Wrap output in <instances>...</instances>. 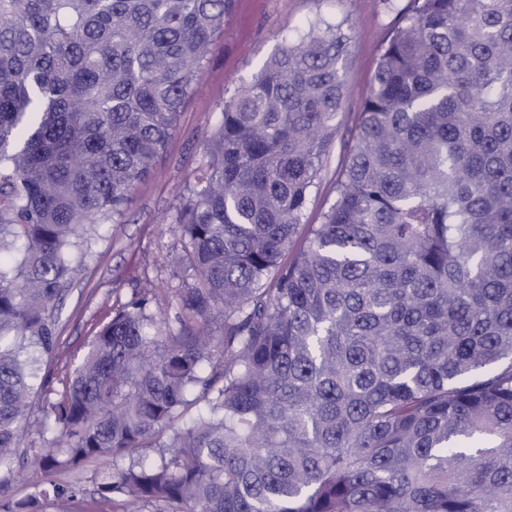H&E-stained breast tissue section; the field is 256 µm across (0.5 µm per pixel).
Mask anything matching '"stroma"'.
I'll use <instances>...</instances> for the list:
<instances>
[{
    "label": "stroma",
    "mask_w": 512,
    "mask_h": 512,
    "mask_svg": "<svg viewBox=\"0 0 512 512\" xmlns=\"http://www.w3.org/2000/svg\"><path fill=\"white\" fill-rule=\"evenodd\" d=\"M407 0H233L232 9L211 46L210 64L196 81L176 128L151 175L137 184L121 215L100 230L86 249L59 316L60 347L42 368L49 391L43 410L87 349L99 328L134 293L179 288L186 273L177 264L183 242L165 216L174 214L195 172L206 160L208 138L221 108L244 80L271 57L286 36H297L310 21L342 25L352 42L345 65L348 98L337 117L341 136L325 157L311 191L304 223L314 224L335 198L336 175L344 160L343 136L354 129L377 67L381 41ZM84 494L74 512H123L121 498L101 499L93 467L57 477Z\"/></svg>",
    "instance_id": "1"
}]
</instances>
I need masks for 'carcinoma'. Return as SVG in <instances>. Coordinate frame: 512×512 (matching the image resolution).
<instances>
[{
  "mask_svg": "<svg viewBox=\"0 0 512 512\" xmlns=\"http://www.w3.org/2000/svg\"><path fill=\"white\" fill-rule=\"evenodd\" d=\"M231 6L0 0V475L35 425L49 477L0 512H71L50 476L89 462L126 512H512V0H409L297 249L349 37L284 38L176 209L174 322L134 294L32 418L75 249L150 174Z\"/></svg>",
  "mask_w": 512,
  "mask_h": 512,
  "instance_id": "cac0c4a2",
  "label": "carcinoma"
}]
</instances>
